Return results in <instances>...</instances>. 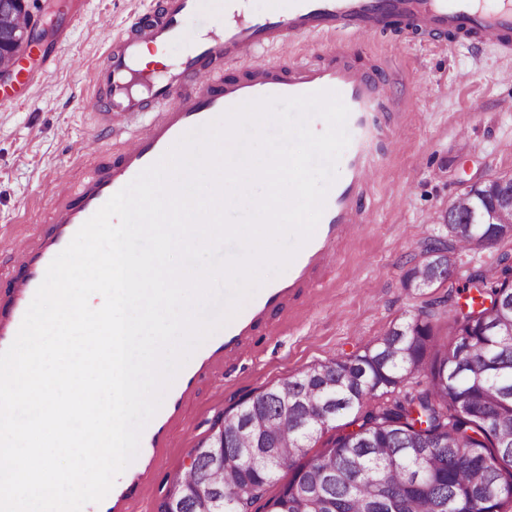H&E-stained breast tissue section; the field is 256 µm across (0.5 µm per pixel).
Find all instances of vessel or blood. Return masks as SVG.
Masks as SVG:
<instances>
[{
    "mask_svg": "<svg viewBox=\"0 0 512 512\" xmlns=\"http://www.w3.org/2000/svg\"><path fill=\"white\" fill-rule=\"evenodd\" d=\"M238 0H224V22L193 41L149 96L133 92L143 80L135 65L143 47L184 39L183 20L199 0H158L110 46L94 72L96 91L85 107L112 145L91 137L72 153L86 175L76 186L49 183V207L29 234H1L0 253L9 265L0 272V349L14 340L23 317L55 256L81 226L143 169L156 162L185 133L246 101L336 91L349 109L350 141L338 164L341 180L329 188L312 238L299 250L284 277L265 282L251 302L199 347L176 376L162 406L145 427L135 460L92 512H134L139 493L159 477L163 451L171 447L188 404L216 367L242 361L260 331L287 316L291 306L316 295L342 244L368 224L367 198L381 157L398 140V124L385 121L394 109L392 82L381 69L352 61L361 39L393 33L407 41L452 35L512 55V0L486 7L484 0H271L259 17H242ZM327 36L329 47L311 46L310 60L297 58V43ZM274 47L279 61L263 51ZM228 62L238 70L225 72Z\"/></svg>",
    "mask_w": 512,
    "mask_h": 512,
    "instance_id": "b4317fda",
    "label": "vessel or blood"
}]
</instances>
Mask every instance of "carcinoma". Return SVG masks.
<instances>
[{
	"instance_id": "obj_1",
	"label": "carcinoma",
	"mask_w": 512,
	"mask_h": 512,
	"mask_svg": "<svg viewBox=\"0 0 512 512\" xmlns=\"http://www.w3.org/2000/svg\"><path fill=\"white\" fill-rule=\"evenodd\" d=\"M28 17L14 4L0 21V65ZM494 206L486 192L460 193L437 216L442 234L420 245L405 282L445 285L443 297L363 351L311 366L224 415V465L197 449L173 512H244L247 494L261 499L284 469L292 476L266 512H512V286L472 273L465 287L475 295L460 309L448 263L512 227V209L481 222ZM505 242L512 236H497ZM445 323L450 339L441 341ZM323 415L346 422L311 457Z\"/></svg>"
}]
</instances>
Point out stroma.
Returning a JSON list of instances; mask_svg holds the SVG:
<instances>
[{"label":"stroma","mask_w":512,"mask_h":512,"mask_svg":"<svg viewBox=\"0 0 512 512\" xmlns=\"http://www.w3.org/2000/svg\"><path fill=\"white\" fill-rule=\"evenodd\" d=\"M155 2L64 0L61 9L46 13L55 35L66 32L69 49L83 56L85 68L70 73L43 66L42 55L55 47V35L20 60L33 78L22 86L20 101L0 104V232L33 231L48 209L45 183L61 178L74 184L82 178L85 170L73 163L72 144L100 132L82 107L90 92L89 72L102 64L106 47ZM77 9L94 17V24H71ZM223 18L224 0H204L184 21L185 42L165 46L164 63L149 65V73L163 77L191 41ZM384 59L392 63L389 77L403 117L400 142L384 157L369 193L368 230L338 254L322 293L257 336L241 363L216 368L201 384L176 445L163 453L157 484L136 500L135 512H161L218 416L311 365L362 350L392 323L443 296L440 288L414 294L403 286L420 243L437 232L433 215L448 207L464 182L512 175V81L503 78L512 71V57L466 40L424 38L400 45L390 34L363 39L360 64L373 67ZM461 71L470 72L471 79L454 86ZM421 82L431 86L430 97L416 98L414 87ZM460 124L469 125L473 144L464 155L455 134Z\"/></svg>","instance_id":"35a3bbf8"}]
</instances>
